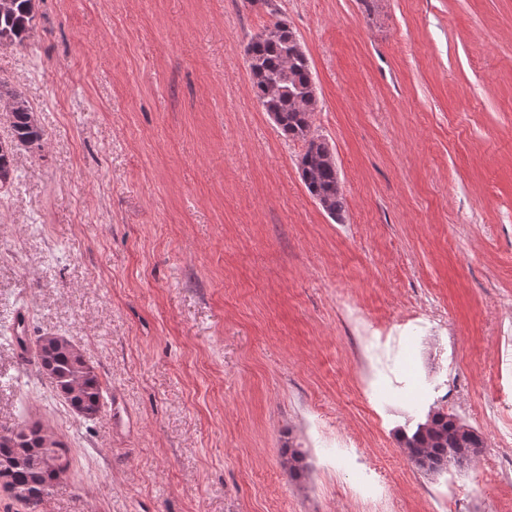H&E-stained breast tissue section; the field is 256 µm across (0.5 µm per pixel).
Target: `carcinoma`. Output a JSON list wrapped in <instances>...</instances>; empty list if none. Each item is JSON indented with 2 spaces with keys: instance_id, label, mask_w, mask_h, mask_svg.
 Segmentation results:
<instances>
[{
  "instance_id": "1",
  "label": "carcinoma",
  "mask_w": 512,
  "mask_h": 512,
  "mask_svg": "<svg viewBox=\"0 0 512 512\" xmlns=\"http://www.w3.org/2000/svg\"><path fill=\"white\" fill-rule=\"evenodd\" d=\"M34 19L35 0H0V45L24 44ZM272 28L275 37L258 34L244 48L252 70L253 91L265 112L275 113L274 123L285 138L305 144L298 160L300 177L322 210L336 218L344 212L345 198L336 162L328 156V144L312 133L310 113L316 105L307 102L314 90L309 58L298 50L295 32L285 20L275 21ZM4 96L12 136L0 141V188L14 184L17 178V151L39 147L44 138L38 112L23 93L13 89ZM41 369L71 409L84 408L96 414L101 411L102 383L84 355L64 344L57 345L44 354ZM41 431L39 423L23 421L4 429L8 440L0 441V469L7 471L21 498L36 506L57 481L49 461L65 458L63 443L42 436ZM398 444L410 460L425 456V471L442 473L448 470V459H467L484 441L460 418L438 410L428 415L426 424L417 425L411 433H401ZM304 460L305 452L300 448L282 452V464L295 476L304 472Z\"/></svg>"
}]
</instances>
